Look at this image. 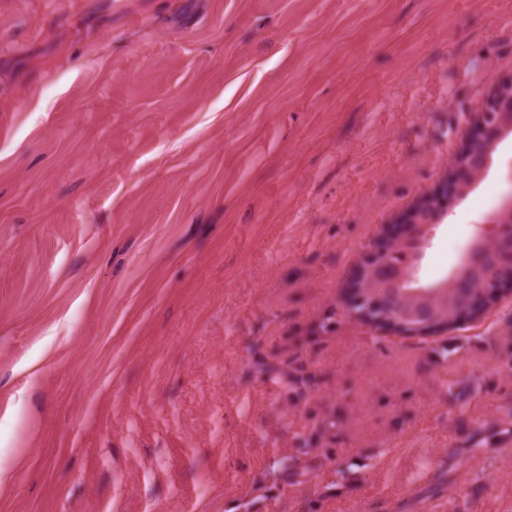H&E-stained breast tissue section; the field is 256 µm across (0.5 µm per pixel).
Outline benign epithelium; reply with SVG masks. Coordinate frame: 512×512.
I'll return each instance as SVG.
<instances>
[{"label": "benign epithelium", "instance_id": "benign-epithelium-1", "mask_svg": "<svg viewBox=\"0 0 512 512\" xmlns=\"http://www.w3.org/2000/svg\"><path fill=\"white\" fill-rule=\"evenodd\" d=\"M469 131L463 148L448 157L443 178V192L448 195L460 194L463 181L481 174L491 162L494 144L512 130V82L497 85L494 93L485 101L481 109L468 114ZM422 200L431 202L422 206L416 202L409 209L404 230L397 234L387 233L378 242L368 260L360 267L357 276L348 289V306L352 316L375 326H382L381 318L372 316L388 295L384 288L414 287V293L424 297V301L406 306L397 311L387 328L401 335L408 327H423L430 323L433 299L439 289L452 284L465 286L466 280L474 271L482 272L484 285L467 293L458 317L477 315L487 304L489 292L505 283L497 276V268L512 263V196L484 224L478 227L463 258L452 274L444 280L421 285L417 281V269L427 236L434 227L436 218L443 214V201L438 196L426 195ZM493 225L492 230L485 225ZM391 244L405 247L402 260L393 262L386 257ZM370 281L381 288V292L366 296L364 283Z\"/></svg>", "mask_w": 512, "mask_h": 512}]
</instances>
